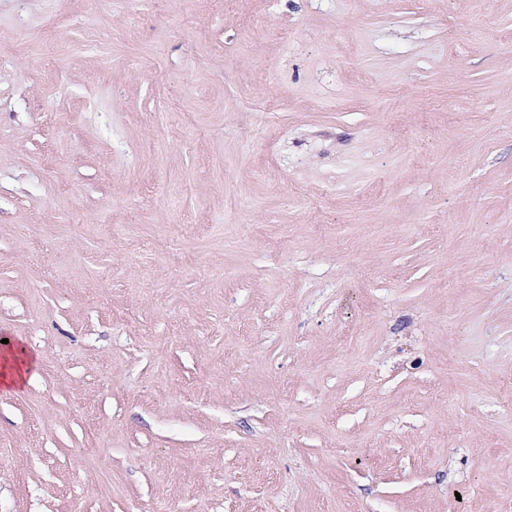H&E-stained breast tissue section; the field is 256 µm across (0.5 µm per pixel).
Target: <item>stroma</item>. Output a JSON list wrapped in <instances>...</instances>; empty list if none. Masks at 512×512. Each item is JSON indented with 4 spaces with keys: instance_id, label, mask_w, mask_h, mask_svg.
Returning <instances> with one entry per match:
<instances>
[{
    "instance_id": "35a3bbf8",
    "label": "stroma",
    "mask_w": 512,
    "mask_h": 512,
    "mask_svg": "<svg viewBox=\"0 0 512 512\" xmlns=\"http://www.w3.org/2000/svg\"><path fill=\"white\" fill-rule=\"evenodd\" d=\"M0 512H512V0H0Z\"/></svg>"
}]
</instances>
